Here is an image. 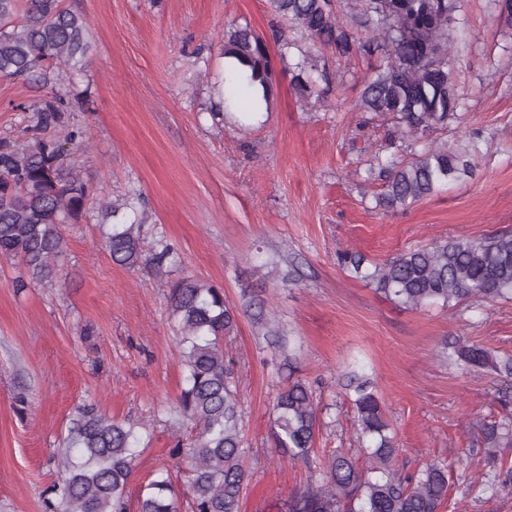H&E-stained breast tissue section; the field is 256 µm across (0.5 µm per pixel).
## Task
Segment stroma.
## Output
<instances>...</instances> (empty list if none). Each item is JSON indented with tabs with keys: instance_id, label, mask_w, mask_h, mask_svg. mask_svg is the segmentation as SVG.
Instances as JSON below:
<instances>
[{
	"instance_id": "obj_1",
	"label": "stroma",
	"mask_w": 512,
	"mask_h": 512,
	"mask_svg": "<svg viewBox=\"0 0 512 512\" xmlns=\"http://www.w3.org/2000/svg\"><path fill=\"white\" fill-rule=\"evenodd\" d=\"M65 5L91 27L84 72L56 85L85 131L72 162L109 198L140 192L151 215L145 240L165 234L182 263L160 272L147 262L113 263L94 210L67 226L53 284L16 291L19 265L0 256V512H44L59 443L84 404L150 428L130 497L169 465V448L189 435L170 414L181 372L168 293L186 276L223 288L240 310L248 297L265 302L295 354L285 369L242 311L226 339L245 415L240 512H289L308 475L274 453L272 402L288 377L308 381L324 409L316 454L342 451L367 465L340 387L355 365L385 406L400 467L447 464L442 512H512V487L495 484V467L466 458L482 455L480 422L500 418L507 386L492 371L468 372L438 356L446 340L512 355V300L410 310L337 262L345 250L382 262L437 239L512 230V26L496 0H462V37L453 43L462 119L437 135L477 136L475 174L397 212L376 207L383 182L366 173L385 130L357 127L375 61L312 51L336 83L316 103L292 82L298 53L284 57L269 44L274 99L263 124L246 133L215 113L221 38L243 23L267 34L278 22L268 0ZM46 93L38 82L0 78V139L20 138L29 123L24 105ZM88 325L90 337L82 333Z\"/></svg>"
}]
</instances>
